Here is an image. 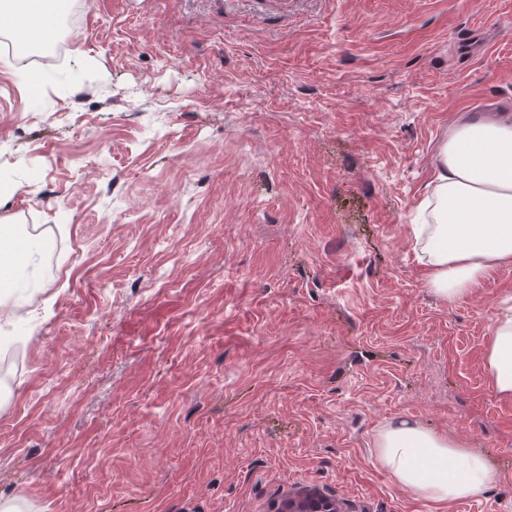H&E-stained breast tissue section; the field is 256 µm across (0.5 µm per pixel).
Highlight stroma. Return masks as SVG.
Listing matches in <instances>:
<instances>
[{
  "label": "stroma",
  "instance_id": "1",
  "mask_svg": "<svg viewBox=\"0 0 512 512\" xmlns=\"http://www.w3.org/2000/svg\"><path fill=\"white\" fill-rule=\"evenodd\" d=\"M61 60L0 49V218L50 246L0 300V504L436 512L378 466L399 418L497 479L482 353L512 266L448 303L411 239L450 125L512 115V0H72ZM280 512H344L336 499L314 490H302L290 495Z\"/></svg>",
  "mask_w": 512,
  "mask_h": 512
}]
</instances>
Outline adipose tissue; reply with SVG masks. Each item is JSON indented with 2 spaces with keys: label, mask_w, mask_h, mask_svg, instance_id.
Returning a JSON list of instances; mask_svg holds the SVG:
<instances>
[{
  "label": "adipose tissue",
  "mask_w": 512,
  "mask_h": 512,
  "mask_svg": "<svg viewBox=\"0 0 512 512\" xmlns=\"http://www.w3.org/2000/svg\"><path fill=\"white\" fill-rule=\"evenodd\" d=\"M45 0H0V28L27 44H43ZM434 194L418 205L429 224L412 225L432 291L447 301L468 295L496 270L512 266V118L455 122L433 171ZM40 246L0 225V271L36 267ZM495 393L512 399V303L497 315L482 357ZM377 463L415 498L435 506L483 496L496 475L483 455L411 419L375 435Z\"/></svg>",
  "instance_id": "1"
}]
</instances>
